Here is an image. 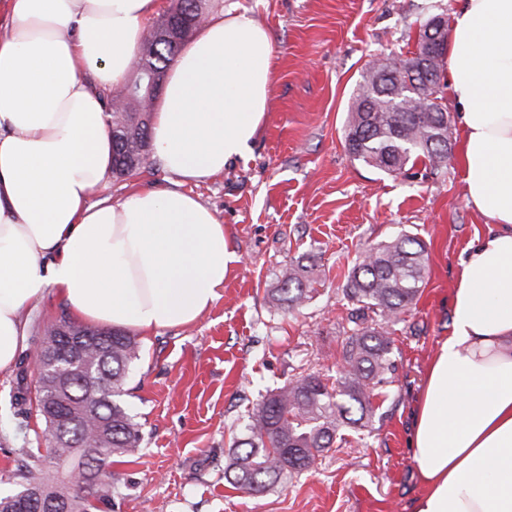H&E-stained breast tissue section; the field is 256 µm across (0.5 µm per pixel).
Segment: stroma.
Returning <instances> with one entry per match:
<instances>
[{"label": "stroma", "mask_w": 512, "mask_h": 512, "mask_svg": "<svg viewBox=\"0 0 512 512\" xmlns=\"http://www.w3.org/2000/svg\"><path fill=\"white\" fill-rule=\"evenodd\" d=\"M456 0H206L233 6L273 35L266 119L246 158L185 189L212 209L240 260L194 323L140 337L123 400L140 423L133 462L113 465L126 488L113 512H409L419 491L408 437L426 369L448 333L460 256L489 219L468 206L458 155L435 170L416 161L395 175L354 160L345 121L369 62L414 50L419 25ZM161 163L109 178L97 197L121 201L141 185L169 186ZM402 234L427 250L426 283L393 326L395 370L368 427L267 492L233 488L224 467L248 414L270 391L308 374L335 384L351 319L345 275L366 250ZM307 266L311 298L287 311L271 291L290 263ZM15 372L0 373V493L16 488V448L28 437Z\"/></svg>", "instance_id": "35a3bbf8"}]
</instances>
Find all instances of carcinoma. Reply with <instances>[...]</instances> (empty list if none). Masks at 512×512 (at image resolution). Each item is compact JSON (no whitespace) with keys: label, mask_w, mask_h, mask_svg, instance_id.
I'll use <instances>...</instances> for the list:
<instances>
[{"label":"carcinoma","mask_w":512,"mask_h":512,"mask_svg":"<svg viewBox=\"0 0 512 512\" xmlns=\"http://www.w3.org/2000/svg\"><path fill=\"white\" fill-rule=\"evenodd\" d=\"M203 0H174L184 12L174 18L178 28L169 39L143 38L138 62L122 90L105 95L111 116L112 176L138 164L149 165L145 150L151 125L141 121L142 111L154 109L155 98L140 91L145 69L165 72L193 34L181 24L204 12ZM406 56L387 57L384 69L367 68L348 112L345 145L352 157L384 173H395L409 162L423 158L436 170L448 161V145L436 142L434 122L448 113L440 111L441 96L423 86L407 88ZM427 271L425 244L403 234L376 245L372 254L345 276V295L370 311L377 320L358 326L347 337L344 366L336 386L328 387L318 375L309 374L269 393L253 409L248 436L233 448L224 478L236 489L263 492L281 479L308 469L319 453L336 442L339 428L362 429L369 424L380 402L382 386L395 369L391 339L386 327L400 320L404 310L422 292ZM306 266L292 263L282 271L273 301L294 309L307 298L310 280ZM87 336L75 346L56 340L59 356L77 364L69 372L45 375L37 403L45 433L55 441L47 455L32 448L17 449L21 458L15 478L17 489L0 496V512H112L123 495L117 478L103 481L99 473L134 455L142 440L141 425L121 400L126 373L140 357L141 346L125 330L86 328ZM26 377L17 375L18 403L23 420L18 432L29 427ZM66 417L64 432L55 419ZM70 461L79 481L66 484L58 476V461Z\"/></svg>","instance_id":"obj_1"}]
</instances>
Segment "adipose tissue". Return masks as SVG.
I'll return each instance as SVG.
<instances>
[{"instance_id":"1","label":"adipose tissue","mask_w":512,"mask_h":512,"mask_svg":"<svg viewBox=\"0 0 512 512\" xmlns=\"http://www.w3.org/2000/svg\"><path fill=\"white\" fill-rule=\"evenodd\" d=\"M160 0H8L0 18V372L57 289L89 326L195 322L238 262L184 189L245 158L265 119L274 41L247 13L208 17L169 68L151 128L174 187L92 197L111 170L102 94L123 84ZM446 60L468 204L496 231L464 249L409 445L411 512H512V0H459Z\"/></svg>"}]
</instances>
